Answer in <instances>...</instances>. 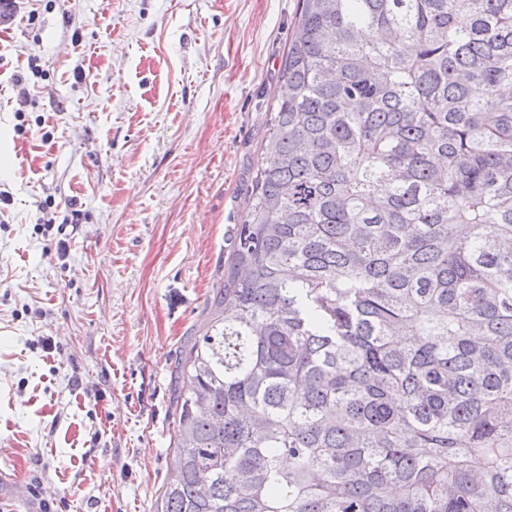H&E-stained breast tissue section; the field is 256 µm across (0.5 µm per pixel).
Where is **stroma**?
Returning a JSON list of instances; mask_svg holds the SVG:
<instances>
[{
  "label": "stroma",
  "mask_w": 512,
  "mask_h": 512,
  "mask_svg": "<svg viewBox=\"0 0 512 512\" xmlns=\"http://www.w3.org/2000/svg\"><path fill=\"white\" fill-rule=\"evenodd\" d=\"M299 0L0 15V512H161Z\"/></svg>",
  "instance_id": "1"
}]
</instances>
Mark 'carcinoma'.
<instances>
[{
    "instance_id": "carcinoma-1",
    "label": "carcinoma",
    "mask_w": 512,
    "mask_h": 512,
    "mask_svg": "<svg viewBox=\"0 0 512 512\" xmlns=\"http://www.w3.org/2000/svg\"><path fill=\"white\" fill-rule=\"evenodd\" d=\"M299 4L161 512H512V0Z\"/></svg>"
}]
</instances>
